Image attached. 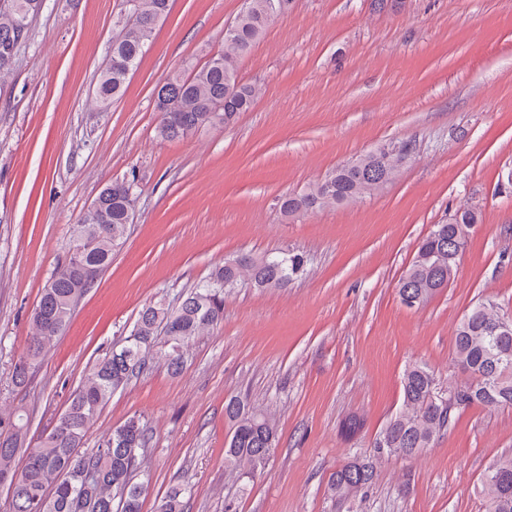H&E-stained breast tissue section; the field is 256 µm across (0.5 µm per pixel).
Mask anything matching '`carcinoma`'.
I'll use <instances>...</instances> for the list:
<instances>
[{
    "mask_svg": "<svg viewBox=\"0 0 512 512\" xmlns=\"http://www.w3.org/2000/svg\"><path fill=\"white\" fill-rule=\"evenodd\" d=\"M285 0H252L249 13L237 15L224 33L220 49L204 62L188 60L155 88L158 136L182 140L224 124V115L249 111L262 88L242 80L239 63L265 33L269 22L282 13ZM42 0H0V77L8 74L21 45L28 39L29 23ZM170 12V0H134L131 13L112 32L111 55L99 73L96 98L103 108L121 98L128 79L151 45L157 26ZM366 155V168L336 167L324 178L297 194L278 198L281 216L312 212L349 203L373 194L366 169L377 168ZM138 191L136 176L114 180L96 197L98 208L72 227V248L65 264L54 272L42 291L32 315V332L26 356L15 365L13 382L23 386L29 370L63 334L75 306L92 288L80 267L100 271L112 264V254L126 238ZM480 214L469 211L461 220L435 224L419 243L415 256L398 282V292L408 290L424 304L454 280L470 234ZM304 257L273 252L260 258L240 255L224 260L209 277L190 289L173 307L163 302L145 306L134 333L122 338L123 354L107 350L75 391L64 412L35 443L27 441L28 416L22 410L0 414V484L11 491L9 512H141L143 486L135 481L138 457L149 438L143 422L127 420L91 454L80 451L84 438L102 408L116 390L125 386L147 365L151 352L163 344L168 368L182 366V347L204 330L224 319V290L246 278L256 288H283L303 275ZM499 307L490 302L473 306L455 330L457 366L470 373L464 385L448 383L441 389L426 366L414 363L403 373L402 409L387 422L374 445L378 455H414L431 446L434 438L452 424L456 411L474 403L512 406V333L498 336L490 326ZM164 341H158L159 330ZM499 373L488 377L490 364ZM224 415L233 422L225 449V463L251 477L263 469L276 441L274 421L265 413L250 410L238 397L224 404ZM19 456L35 462L17 471ZM371 458L350 461L332 475L330 490L336 499L347 500L369 487L373 480ZM487 512H512V456L496 460L485 480ZM185 485L170 489L158 512H184Z\"/></svg>",
    "mask_w": 512,
    "mask_h": 512,
    "instance_id": "1",
    "label": "carcinoma"
}]
</instances>
